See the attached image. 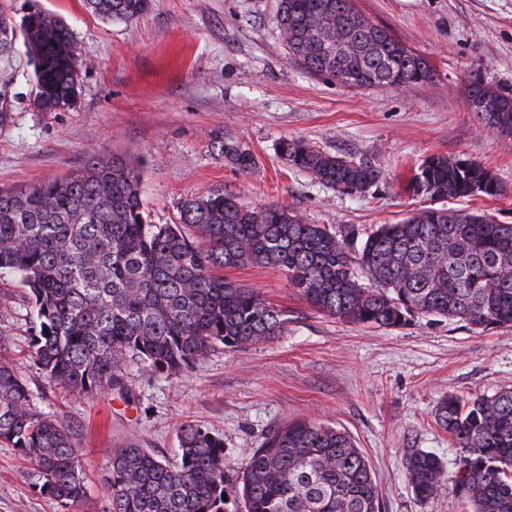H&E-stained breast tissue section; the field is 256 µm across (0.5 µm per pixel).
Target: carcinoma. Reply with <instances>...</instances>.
Here are the masks:
<instances>
[{"label":"carcinoma","instance_id":"obj_1","mask_svg":"<svg viewBox=\"0 0 512 512\" xmlns=\"http://www.w3.org/2000/svg\"><path fill=\"white\" fill-rule=\"evenodd\" d=\"M92 13L129 22L149 0H84ZM276 28L290 58L308 73L354 89H406L433 68L352 0H279ZM353 47L336 53V35ZM33 69L38 112L72 107L78 95L76 46L60 17L34 11L16 21L0 6V125L11 118L19 77ZM468 104L480 124L512 139V93L475 77ZM217 154L249 174L255 155L230 138ZM278 153L344 195L379 178L364 161L328 154L302 140ZM405 191L432 201L494 197L490 169L433 154L412 170ZM277 268L309 304L339 319L400 328L427 314L476 329L512 326V224L452 208L410 211L364 239L310 224L293 209L251 205L214 190L186 199L175 224L144 216L141 178L125 160L93 158L63 179L0 188V273L20 277L38 325L31 358L52 384L83 397L121 387L122 369L177 374L216 345L269 341L288 314L230 276L247 266ZM437 423L459 449L449 468L432 452L408 455L415 496L451 490L470 512H512V389L464 401L448 395ZM175 464L133 443L112 454L102 512H227L224 439L186 422ZM0 442L27 460L41 491L72 506L87 482L69 425L31 411L30 392L0 337ZM245 512H380L363 451L346 433L309 421L265 436L240 477Z\"/></svg>","mask_w":512,"mask_h":512}]
</instances>
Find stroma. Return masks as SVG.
Masks as SVG:
<instances>
[{
	"label": "stroma",
	"instance_id": "stroma-1",
	"mask_svg": "<svg viewBox=\"0 0 512 512\" xmlns=\"http://www.w3.org/2000/svg\"><path fill=\"white\" fill-rule=\"evenodd\" d=\"M61 16L77 45L79 95L64 112L17 103L0 126V187L16 188L119 157L142 178L153 224L176 222L181 202L211 190L252 205L295 209L309 223L368 234L420 207L400 182L425 156L483 163L501 196H473L465 209L512 224V140L496 137L470 111L469 74L512 91V0H355L371 22L425 56L431 82L396 90L349 88L313 77L288 56L273 23L278 0H150L131 22L101 19L83 0H7ZM236 139L257 158L240 174L219 159L213 136ZM302 139L353 155L380 171L363 194H338L293 169L276 147ZM288 313L275 339L234 350L216 345L178 374L127 364L122 387L93 398L48 382L30 358L32 308L13 275L0 276V334L7 336L31 408L70 426L88 496L77 512H100L112 454L137 442L174 460L181 423L224 440L229 477L241 474L271 430L294 420L345 431L371 465L382 512H466L446 491L416 498L405 462L423 450L451 462L456 448L435 420L441 399L512 388V327L488 330L426 315L409 325L349 323L311 306L270 267L237 270ZM33 467L0 445V512H70L41 493Z\"/></svg>",
	"mask_w": 512,
	"mask_h": 512
}]
</instances>
